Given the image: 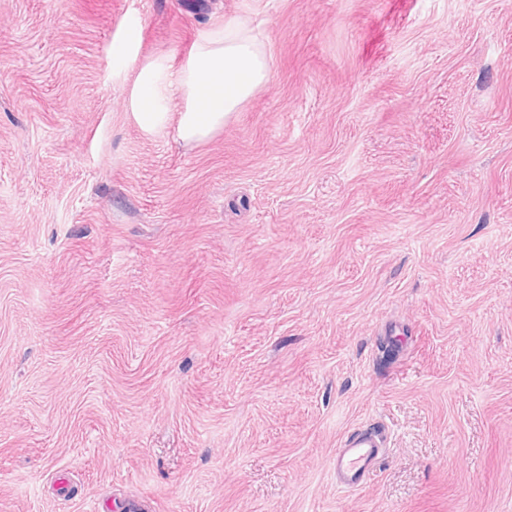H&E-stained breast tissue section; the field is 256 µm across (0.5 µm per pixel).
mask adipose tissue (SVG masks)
<instances>
[{"instance_id": "1", "label": "adipose tissue", "mask_w": 512, "mask_h": 512, "mask_svg": "<svg viewBox=\"0 0 512 512\" xmlns=\"http://www.w3.org/2000/svg\"><path fill=\"white\" fill-rule=\"evenodd\" d=\"M270 77L267 55L257 36L238 17L223 27L202 30L185 63L171 69L148 65L135 89L143 130L160 125L172 103H179L177 135L182 142L209 138Z\"/></svg>"}]
</instances>
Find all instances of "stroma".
<instances>
[{"mask_svg":"<svg viewBox=\"0 0 512 512\" xmlns=\"http://www.w3.org/2000/svg\"><path fill=\"white\" fill-rule=\"evenodd\" d=\"M186 2L0 0V512H512V0ZM232 15L268 83L144 132ZM384 434L380 429L358 430L349 434L342 448L336 449L331 465L343 477L341 484L358 486L374 466L384 446Z\"/></svg>","mask_w":512,"mask_h":512,"instance_id":"35a3bbf8","label":"stroma"}]
</instances>
